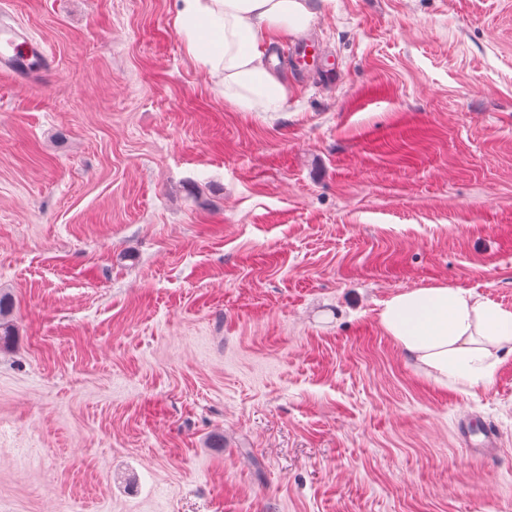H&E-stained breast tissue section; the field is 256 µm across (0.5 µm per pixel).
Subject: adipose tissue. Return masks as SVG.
<instances>
[{
	"label": "adipose tissue",
	"mask_w": 512,
	"mask_h": 512,
	"mask_svg": "<svg viewBox=\"0 0 512 512\" xmlns=\"http://www.w3.org/2000/svg\"><path fill=\"white\" fill-rule=\"evenodd\" d=\"M174 7L189 55L221 82L236 110L282 111L286 91L263 48L304 32L312 0H175ZM377 321L425 378L462 393L491 384L512 355V310L463 288L397 293Z\"/></svg>",
	"instance_id": "ef3b65f1"
}]
</instances>
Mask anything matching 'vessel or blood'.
Masks as SVG:
<instances>
[{"label":"vessel or blood","mask_w":512,"mask_h":512,"mask_svg":"<svg viewBox=\"0 0 512 512\" xmlns=\"http://www.w3.org/2000/svg\"><path fill=\"white\" fill-rule=\"evenodd\" d=\"M48 65V54L41 42L16 27L0 31V72L29 81L37 79Z\"/></svg>","instance_id":"obj_1"}]
</instances>
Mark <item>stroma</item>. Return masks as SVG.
<instances>
[{
	"instance_id": "1",
	"label": "stroma",
	"mask_w": 512,
	"mask_h": 512,
	"mask_svg": "<svg viewBox=\"0 0 512 512\" xmlns=\"http://www.w3.org/2000/svg\"><path fill=\"white\" fill-rule=\"evenodd\" d=\"M316 10L265 114L173 0H6L53 68L0 77V512H512V356L465 395L377 321L512 310V0Z\"/></svg>"
}]
</instances>
